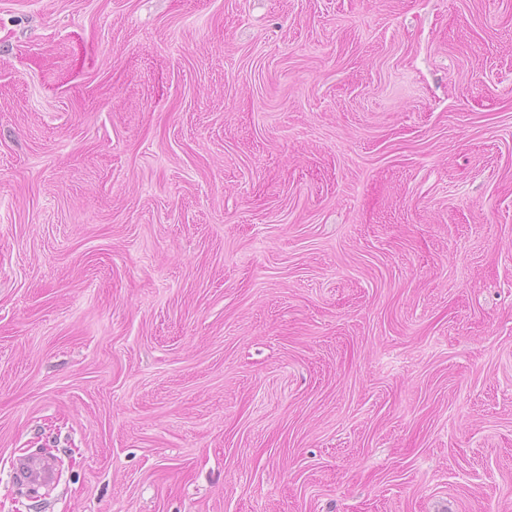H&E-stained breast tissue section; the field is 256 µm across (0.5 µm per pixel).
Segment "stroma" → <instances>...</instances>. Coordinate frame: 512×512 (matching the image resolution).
<instances>
[{
  "instance_id": "obj_1",
  "label": "stroma",
  "mask_w": 512,
  "mask_h": 512,
  "mask_svg": "<svg viewBox=\"0 0 512 512\" xmlns=\"http://www.w3.org/2000/svg\"><path fill=\"white\" fill-rule=\"evenodd\" d=\"M0 512H512V0H0Z\"/></svg>"
}]
</instances>
